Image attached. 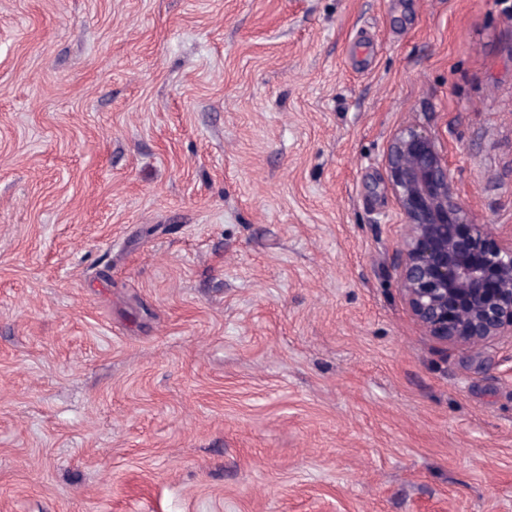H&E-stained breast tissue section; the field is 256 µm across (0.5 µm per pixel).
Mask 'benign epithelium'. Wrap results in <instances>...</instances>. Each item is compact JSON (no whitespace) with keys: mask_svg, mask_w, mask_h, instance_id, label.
<instances>
[{"mask_svg":"<svg viewBox=\"0 0 512 512\" xmlns=\"http://www.w3.org/2000/svg\"><path fill=\"white\" fill-rule=\"evenodd\" d=\"M385 165L405 218L397 279L414 319L461 350L512 345V240L498 245L489 225L469 221L426 129H398Z\"/></svg>","mask_w":512,"mask_h":512,"instance_id":"7a95c632","label":"benign epithelium"}]
</instances>
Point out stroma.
<instances>
[{
    "label": "stroma",
    "instance_id": "35a3bbf8",
    "mask_svg": "<svg viewBox=\"0 0 512 512\" xmlns=\"http://www.w3.org/2000/svg\"><path fill=\"white\" fill-rule=\"evenodd\" d=\"M417 124L512 239V0H0V512H512V346L427 336Z\"/></svg>",
    "mask_w": 512,
    "mask_h": 512
}]
</instances>
